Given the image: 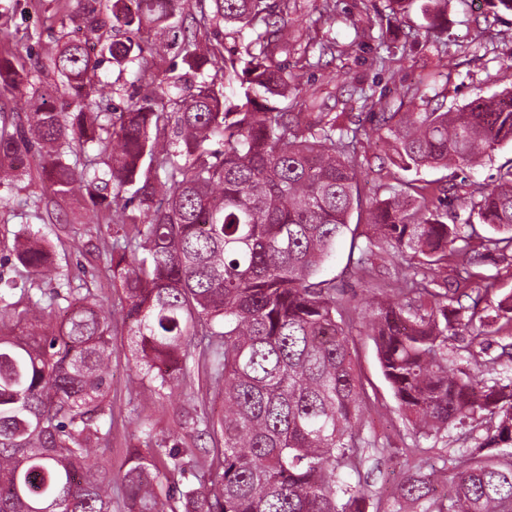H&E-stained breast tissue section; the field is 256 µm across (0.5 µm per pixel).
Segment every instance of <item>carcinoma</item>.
I'll use <instances>...</instances> for the list:
<instances>
[{
  "label": "carcinoma",
  "instance_id": "obj_1",
  "mask_svg": "<svg viewBox=\"0 0 512 512\" xmlns=\"http://www.w3.org/2000/svg\"><path fill=\"white\" fill-rule=\"evenodd\" d=\"M451 0H386L394 14L418 7L424 27L443 29ZM297 0H94L65 22L51 62L69 98L43 94L26 122L0 127V188L21 170L22 146H38L39 169L56 200L79 193L123 243L104 247L119 280L134 364L133 382L160 392L188 374L196 338L207 341L218 413L185 411L184 434L157 453L131 448L117 482L121 512H365L359 473L368 397L333 280L317 274L336 240L351 234L349 262L361 280L373 257L396 259L397 287L367 322L382 373L415 441L475 417L477 448L512 445V379H478L448 358L464 333L491 344L512 323V294L494 313L461 303L448 277L476 281L482 252L512 251V160L491 185L462 201L467 220L448 222V193L405 178L386 187L362 235L360 179L373 137L391 146L403 171L471 169L512 143V82L453 110L409 88L428 107L402 112L361 95L363 122L301 95L286 57L334 38L292 35ZM148 33L160 44L143 41ZM237 46L229 50L224 40ZM178 49L175 62L153 71ZM150 74L155 89L129 95L118 111L97 93L99 56ZM36 85L11 49L0 50V89ZM365 238L360 245L357 239ZM25 280H0V512H113L112 474L89 465L112 434V325L90 288L73 286L49 239L16 235ZM49 284V291L32 293ZM19 295L14 301L8 298ZM213 439L222 473L205 481L188 439ZM421 512H512V451L473 452L453 473L410 476L397 507Z\"/></svg>",
  "mask_w": 512,
  "mask_h": 512
}]
</instances>
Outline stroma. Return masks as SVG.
<instances>
[{
	"instance_id": "stroma-1",
	"label": "stroma",
	"mask_w": 512,
	"mask_h": 512,
	"mask_svg": "<svg viewBox=\"0 0 512 512\" xmlns=\"http://www.w3.org/2000/svg\"><path fill=\"white\" fill-rule=\"evenodd\" d=\"M67 5L69 14L79 10L78 0H0V44L11 43L25 68H38L43 86L58 88L61 79L52 69L48 51L60 29ZM321 0H299L291 15L296 30H306L317 20L318 37L331 36L345 46L344 55L328 64L308 69V87L321 88L325 106L343 105L350 96L367 93L385 97L398 105L403 91L411 85L434 86L440 92L439 104L449 109L476 96L500 90L512 78V13L494 12L487 0H452L448 28L440 35L426 32L418 11L389 14L384 0H338L335 15L318 21ZM370 27L372 40H354L353 22ZM393 53L387 65L374 58ZM367 155L369 167L361 183V208L369 210L385 193L387 184L398 176L420 183L442 178V171L424 168L400 172L390 159L386 146L376 142ZM48 188L37 172L21 176L5 203L0 204V276L25 278L23 267L11 254L13 233L23 225L47 227L61 264L82 265L91 274L89 288L96 292L110 311L114 330L112 352V439L108 450L97 456L100 465L119 473L126 451L142 445L136 424L137 414L148 415L159 439H171L179 431L180 413L187 404L210 407L214 392L204 367H192L172 393L158 395L152 387L132 391L129 382L132 356L128 346V324L120 295L105 278L104 256L95 244L107 235L88 206L70 199L52 210L28 207L27 199L47 194ZM349 238L340 239L332 258L320 271L321 278L335 280L342 287V302L348 310L352 331V355L369 396L367 426L377 438L386 439L384 449H366L360 467V480L370 500L392 505L398 489L413 472L406 450L412 439L397 412L393 392L385 380L375 344L366 334L365 316L377 291L362 286L349 266ZM484 431L480 421L468 419L449 427L441 438L422 441L430 462L456 463L461 455L474 451Z\"/></svg>"
}]
</instances>
